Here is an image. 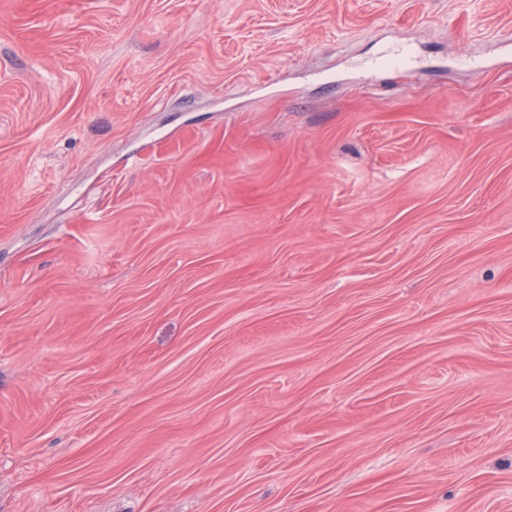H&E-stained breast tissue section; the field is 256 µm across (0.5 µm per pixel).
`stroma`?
Masks as SVG:
<instances>
[{"label":"stroma","mask_w":512,"mask_h":512,"mask_svg":"<svg viewBox=\"0 0 512 512\" xmlns=\"http://www.w3.org/2000/svg\"><path fill=\"white\" fill-rule=\"evenodd\" d=\"M0 512H512V0H0Z\"/></svg>","instance_id":"1"}]
</instances>
